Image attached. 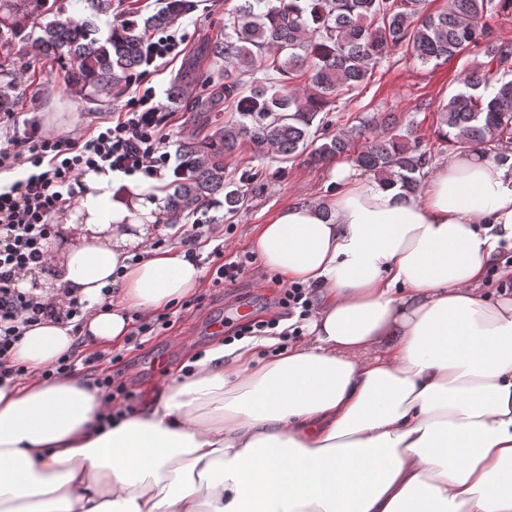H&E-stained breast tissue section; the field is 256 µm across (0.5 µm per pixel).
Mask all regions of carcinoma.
<instances>
[{"instance_id": "cac0c4a2", "label": "carcinoma", "mask_w": 512, "mask_h": 512, "mask_svg": "<svg viewBox=\"0 0 512 512\" xmlns=\"http://www.w3.org/2000/svg\"><path fill=\"white\" fill-rule=\"evenodd\" d=\"M58 0H0V107L19 95L13 69L17 58L66 60L68 90L90 89L110 98L143 66L150 30L168 26L194 7L192 0H164L144 23L109 24L106 35L89 19H61ZM426 0H244L224 22V37L206 47L224 59V81L207 83L194 100L199 112L224 105L239 118L217 125L203 141L183 143L190 164L170 198L171 223L177 224L224 195L229 214L243 210L262 187L252 169L229 184L224 157L238 149L263 156L305 157L311 164L353 157L355 165L407 193L419 189L433 160L432 148L411 128L403 134L377 133L397 122L366 118L360 126L337 127L342 97L362 91L378 67L398 50L422 63L449 61L469 48L487 58L469 69L464 89L440 109L438 145L460 151L484 149L500 164L512 161V45L500 41L487 17L512 14V0H448L428 13ZM55 19L44 24L50 15ZM43 27L32 41L27 27ZM321 137L318 146L311 134Z\"/></svg>"}]
</instances>
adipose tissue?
Listing matches in <instances>:
<instances>
[{
    "instance_id": "adipose-tissue-1",
    "label": "adipose tissue",
    "mask_w": 512,
    "mask_h": 512,
    "mask_svg": "<svg viewBox=\"0 0 512 512\" xmlns=\"http://www.w3.org/2000/svg\"><path fill=\"white\" fill-rule=\"evenodd\" d=\"M329 177L325 202L254 237L265 266L314 291L304 338L216 345L123 413L42 371L76 336L123 342L129 311L190 295L203 270L147 250L159 182L83 176L51 272L15 286L70 289L92 314L16 346L30 379L0 382V512H512V298L481 289L512 242V168L455 153L407 198L345 162Z\"/></svg>"
}]
</instances>
